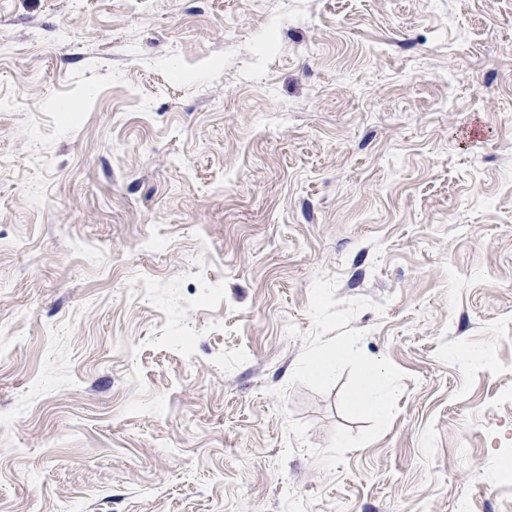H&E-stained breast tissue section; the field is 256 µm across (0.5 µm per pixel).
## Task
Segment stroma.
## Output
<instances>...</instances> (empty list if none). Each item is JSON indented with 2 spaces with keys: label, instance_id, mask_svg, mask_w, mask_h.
<instances>
[{
  "label": "stroma",
  "instance_id": "obj_1",
  "mask_svg": "<svg viewBox=\"0 0 512 512\" xmlns=\"http://www.w3.org/2000/svg\"><path fill=\"white\" fill-rule=\"evenodd\" d=\"M320 275L404 374L332 472ZM507 463L512 0H0V512H512Z\"/></svg>",
  "mask_w": 512,
  "mask_h": 512
}]
</instances>
